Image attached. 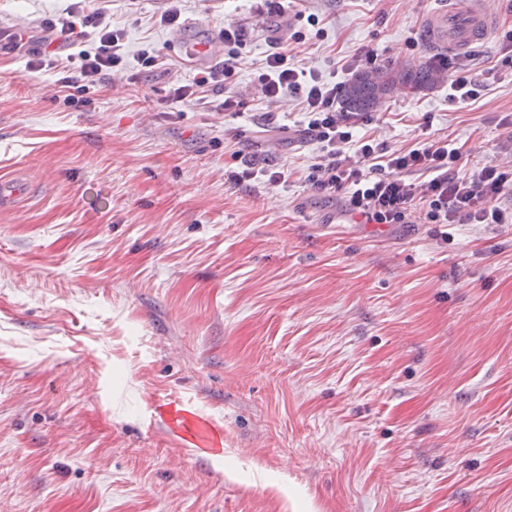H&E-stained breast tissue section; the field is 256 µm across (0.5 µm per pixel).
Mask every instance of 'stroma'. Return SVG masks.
Returning <instances> with one entry per match:
<instances>
[{
    "mask_svg": "<svg viewBox=\"0 0 512 512\" xmlns=\"http://www.w3.org/2000/svg\"><path fill=\"white\" fill-rule=\"evenodd\" d=\"M484 2L496 30L452 59L477 98L399 91L362 134L448 141L464 174L512 158V0ZM58 7L0 0V26L37 50ZM166 7L108 0L125 67L83 103L0 48V179L28 184L0 209V504L512 512V224L360 223L309 186L300 97L260 90L273 52L339 87L435 63L443 0H183L172 28ZM228 24L239 116L173 101Z\"/></svg>",
    "mask_w": 512,
    "mask_h": 512,
    "instance_id": "obj_1",
    "label": "stroma"
}]
</instances>
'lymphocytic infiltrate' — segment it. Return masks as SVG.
I'll return each mask as SVG.
<instances>
[{
  "mask_svg": "<svg viewBox=\"0 0 512 512\" xmlns=\"http://www.w3.org/2000/svg\"><path fill=\"white\" fill-rule=\"evenodd\" d=\"M45 46L61 42L69 53L57 67L61 90L81 95L105 82L125 61L124 34L112 27L103 10H87L73 0L46 23ZM231 63L215 66L185 83L172 80L170 95L178 102L230 112L238 102L229 78ZM262 93L274 101L301 94L308 114L307 132L318 154L308 183L319 195H344L346 213L367 224H405L418 214L424 224H512V203L501 200L512 185V163L491 164L469 176L453 164L457 149L441 142L425 143L386 154L369 139H354L355 115L336 109L339 90L318 76L296 69L287 53L265 59ZM353 158H346V151Z\"/></svg>",
  "mask_w": 512,
  "mask_h": 512,
  "instance_id": "f902f5d3",
  "label": "lymphocytic infiltrate"
}]
</instances>
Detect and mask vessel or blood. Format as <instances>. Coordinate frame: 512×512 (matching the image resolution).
Here are the masks:
<instances>
[{"instance_id":"vessel-or-blood-1","label":"vessel or blood","mask_w":512,"mask_h":512,"mask_svg":"<svg viewBox=\"0 0 512 512\" xmlns=\"http://www.w3.org/2000/svg\"><path fill=\"white\" fill-rule=\"evenodd\" d=\"M494 29L493 16L484 0H463L435 14L427 34L434 47L452 54L465 53L475 42L487 38Z\"/></svg>"}]
</instances>
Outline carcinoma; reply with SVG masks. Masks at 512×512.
<instances>
[{"label":"carcinoma","instance_id":"1","mask_svg":"<svg viewBox=\"0 0 512 512\" xmlns=\"http://www.w3.org/2000/svg\"><path fill=\"white\" fill-rule=\"evenodd\" d=\"M444 82L442 70L431 65L387 64L357 72L342 88L347 112H370L396 91L430 90Z\"/></svg>","mask_w":512,"mask_h":512}]
</instances>
